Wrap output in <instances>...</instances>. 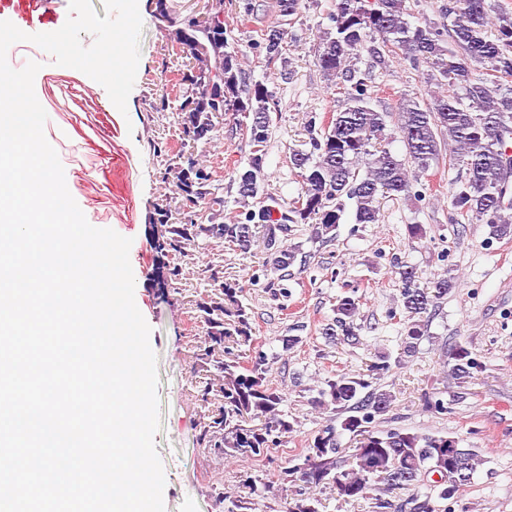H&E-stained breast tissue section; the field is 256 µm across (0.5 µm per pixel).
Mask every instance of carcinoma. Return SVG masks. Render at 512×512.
<instances>
[{
	"label": "carcinoma",
	"mask_w": 512,
	"mask_h": 512,
	"mask_svg": "<svg viewBox=\"0 0 512 512\" xmlns=\"http://www.w3.org/2000/svg\"><path fill=\"white\" fill-rule=\"evenodd\" d=\"M441 13L448 23L412 24L407 19L406 0H334L328 25L319 36L315 51L318 67L330 85L343 91L346 108L331 114L330 124L309 121L307 151L292 154L293 166L300 170L303 187L298 200L280 211L273 220L261 205L248 207L265 180V146L269 138L271 104L274 96L261 83L246 80L237 51L229 49L224 28V0L211 2V26L198 27L194 15L170 19L174 37L187 57L195 61L192 71L182 77L187 83L182 114V143L208 140L216 129L214 118L224 112L242 115L239 125L251 147L248 167L237 172L238 202L245 206L231 224H218L224 214V197L212 190V175L184 152L177 154L174 171L183 197V210L175 222L163 218L164 233L155 238V248L164 255H182L186 245L200 238H222L241 251L250 249L257 233H262L265 249L272 256L273 269L288 272L299 249L281 245L278 233L288 224H309L314 238L335 235L347 205L354 209L355 223L376 224L381 218V200L425 198L415 189L411 170L427 175L441 164L456 171L451 182V205L457 216L471 217L490 228L496 239L512 237V157L506 154L512 141V14L507 10L493 16L486 0H448ZM495 28L489 35L488 29ZM251 49L265 62L282 58L288 32L280 25L256 29ZM370 58L369 69L360 70L356 60L362 51ZM399 57L416 69L430 68L426 96L399 99L396 112H379L373 101L377 95L372 70L385 69L390 59ZM487 66L491 75L476 77V65ZM393 127H388V124ZM404 145V157L388 148L393 134ZM403 309L400 352L395 361L378 356V369L388 371L418 353L422 341L430 338L423 314L438 307L453 288L448 275L430 285H420L414 267L397 263ZM224 301L199 305L207 325L209 342L224 345V359L217 367L224 372V414L213 421L224 437L210 440L211 446L229 454L259 455L278 448L293 431L288 414L281 410L284 396L266 382L268 355L263 344L253 340L250 314L239 301L243 287L211 274ZM359 299L338 300L333 322L323 328L328 340L359 342L355 317ZM252 343L248 360L242 361L228 343ZM450 375L457 380L472 377L480 368L472 351L457 343L451 351ZM394 395L371 387L365 379L336 374L327 387L318 390L314 406L332 411L336 423L325 426L308 444V454L291 466L277 465L279 480L295 488L286 512H320V499L310 489L328 484L344 500L363 498L373 483L382 491L415 486L437 473L448 477L452 468L463 475L454 491L473 480L483 464L474 448H461L455 438L426 435L403 429L371 426L375 418L391 408ZM265 415L261 428L243 425L247 415ZM349 432L360 436L351 459H342L340 436ZM317 455L323 477L303 481L300 476ZM425 500L417 512H435V502L448 500V483L426 484ZM270 486L249 481V496L235 499L226 512H251L255 501L265 497Z\"/></svg>",
	"instance_id": "carcinoma-1"
}]
</instances>
